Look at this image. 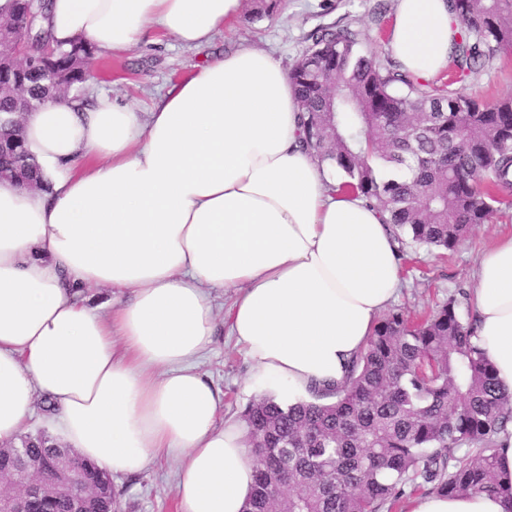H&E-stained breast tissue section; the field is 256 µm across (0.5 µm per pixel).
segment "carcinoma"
I'll use <instances>...</instances> for the list:
<instances>
[{
  "instance_id": "cac0c4a2",
  "label": "carcinoma",
  "mask_w": 512,
  "mask_h": 512,
  "mask_svg": "<svg viewBox=\"0 0 512 512\" xmlns=\"http://www.w3.org/2000/svg\"><path fill=\"white\" fill-rule=\"evenodd\" d=\"M463 26L450 64L462 77L512 49V0H450ZM47 0H7L0 13L33 48L53 41ZM83 55L56 45L51 76L0 81V178L42 184L18 121L26 103L58 93L83 99ZM303 110L304 146L342 172L340 189L389 213L395 238L452 251L469 229L487 224L512 196V95L491 103L413 81L361 50L349 24L317 29L288 74ZM472 323L450 300L408 319L386 314L334 401L270 396L244 410L255 482L244 512H379L415 476L445 496L488 493L512 501V478L497 466L496 436L512 424V391L473 341ZM473 446L448 470L458 448ZM25 458L0 450V469L49 479L71 452L42 432L23 439ZM75 462L89 484L85 507L118 512L112 485L97 467ZM69 498L34 497L29 512H71Z\"/></svg>"
}]
</instances>
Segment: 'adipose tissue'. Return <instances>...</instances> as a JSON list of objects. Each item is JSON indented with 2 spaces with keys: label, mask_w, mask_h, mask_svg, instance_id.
<instances>
[{
  "label": "adipose tissue",
  "mask_w": 512,
  "mask_h": 512,
  "mask_svg": "<svg viewBox=\"0 0 512 512\" xmlns=\"http://www.w3.org/2000/svg\"><path fill=\"white\" fill-rule=\"evenodd\" d=\"M243 0H52L63 47L117 56L153 32L193 49ZM461 33L448 0H397L388 48L403 72L444 69ZM298 99L269 53L212 60L150 111L97 96L26 113L48 183L0 179V445L31 432L109 474L181 464L178 512H243L254 465L244 424L197 368L211 291L235 294L230 331L251 390L285 404L342 383L403 286L385 214L303 149ZM476 342L512 389V235L479 257ZM121 291L91 305L87 289ZM408 512H512L487 494L412 500Z\"/></svg>",
  "instance_id": "obj_1"
}]
</instances>
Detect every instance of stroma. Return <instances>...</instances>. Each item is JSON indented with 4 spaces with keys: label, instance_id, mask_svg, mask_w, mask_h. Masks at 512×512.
I'll use <instances>...</instances> for the list:
<instances>
[{
    "label": "stroma",
    "instance_id": "stroma-1",
    "mask_svg": "<svg viewBox=\"0 0 512 512\" xmlns=\"http://www.w3.org/2000/svg\"><path fill=\"white\" fill-rule=\"evenodd\" d=\"M396 0H243V9L206 46L188 49L163 39L146 41L120 56H101L86 83L88 100L104 94L122 104L149 111L153 102L198 66L244 46L267 50L283 69H290L311 43L318 28L352 23L362 30V49L384 59L394 22ZM432 81L481 101L512 94V54L498 57L493 66L476 76L451 79L442 70ZM512 233V201L498 205L490 223L475 226L448 254L427 248L407 249L402 262L404 286L394 309L421 316L448 299L459 302L461 315L472 312L468 292L473 284L475 260L496 236ZM216 336L199 369L224 395V413L241 416L253 396L246 385L252 367L235 339L228 334L227 311L232 292L212 294ZM178 465L160 459L144 471L116 477L112 485L120 512H177Z\"/></svg>",
    "mask_w": 512,
    "mask_h": 512
}]
</instances>
